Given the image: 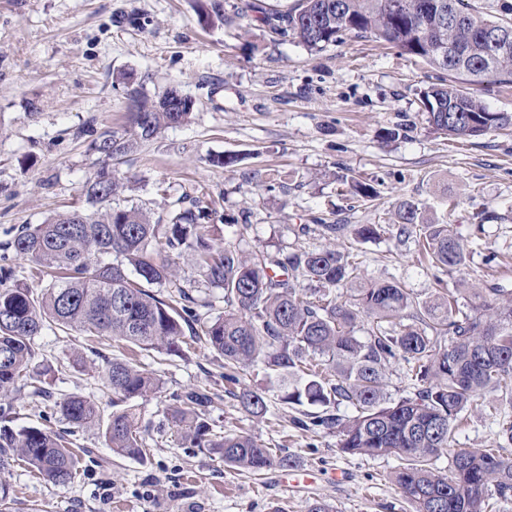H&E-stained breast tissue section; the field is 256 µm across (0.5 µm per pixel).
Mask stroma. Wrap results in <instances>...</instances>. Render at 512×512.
Wrapping results in <instances>:
<instances>
[{
	"mask_svg": "<svg viewBox=\"0 0 512 512\" xmlns=\"http://www.w3.org/2000/svg\"><path fill=\"white\" fill-rule=\"evenodd\" d=\"M241 0H224L230 20L209 27L197 0H0V252L22 227L84 210L83 184L101 165L91 133L123 124L127 100L119 73L133 74L150 96L178 86L195 107L123 157L129 181L123 206L165 217L178 200L205 189L216 201L218 235L244 254L327 244L315 224H378V238L359 243L361 274L401 281L424 300L434 294L431 269L414 239L397 235L396 210L410 199L448 219L469 239L464 267L445 273L449 290L502 289L512 295V126L469 139L435 133L418 92L443 73L402 57L389 45L345 37L314 53L292 40L235 18ZM212 154L237 156L216 167ZM285 174L268 189L263 175ZM374 187L376 200L354 199L345 178ZM313 231L302 234V225ZM203 316L224 310V292L205 287L189 258L178 261ZM128 350L79 333L44 329L33 369L51 367L54 394L98 400L104 358ZM141 368L163 381L137 400L151 446L147 461L116 456L98 429H77L73 447L87 449L74 482L53 486L22 465L0 475L23 506L37 512H306L313 501L332 512H413L391 481L396 457L348 455L336 434L297 425L304 409L283 404L263 367L224 379V360L201 344L178 352L137 351ZM199 389L212 398L205 413L215 431L245 432L295 459L294 468L260 475L229 467L182 444L167 418L176 396ZM243 388L267 389L269 411L255 418L240 406ZM13 428H61L59 413L29 389L14 394ZM512 421V396L479 399L455 430L458 448L501 444L498 421ZM504 445V444H501ZM512 457V443L504 445Z\"/></svg>",
	"mask_w": 512,
	"mask_h": 512,
	"instance_id": "obj_1",
	"label": "stroma"
}]
</instances>
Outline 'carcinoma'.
<instances>
[{"label": "carcinoma", "instance_id": "1", "mask_svg": "<svg viewBox=\"0 0 512 512\" xmlns=\"http://www.w3.org/2000/svg\"><path fill=\"white\" fill-rule=\"evenodd\" d=\"M199 9L207 24L227 21L223 0L201 2ZM235 16L311 52L352 33L445 72L448 79L420 91V103L428 123L446 137H479L512 125V113L492 112L467 91L512 84V21L491 20L468 0H298L286 11L241 0ZM491 30L508 34V52L490 43ZM126 96L125 126L91 142L107 163L84 184L86 210L27 225L7 244L50 281L38 295L25 282L0 288V397L30 384L33 395L53 401L70 428L97 427L113 453L144 461L150 448L131 402L157 392L161 378L127 359L104 358L103 384L115 407L104 424L94 400L80 393L56 400L31 374L33 342L57 325L172 352L187 328L191 340L222 356L228 369L263 365L282 402L323 408L297 424L336 434L340 452L399 459L392 481L415 512H494L512 504V459L498 448L452 447L457 418L478 397L512 388V298H502L498 288L476 291V314L470 316L460 312L457 297L438 276L440 288L420 301L398 281H362V261L351 244L245 255L215 242L211 225L203 223L217 214L206 192L164 221L153 220L143 207L113 205L124 182L110 161L184 124L194 106L189 98L173 107L167 94L154 98L139 87ZM398 233L415 236L423 259L440 274L465 264L467 240L420 202H401ZM183 256L194 262L206 287L224 290V312L209 318L195 313V298L176 270ZM301 280L318 288L309 293ZM153 284L172 289L171 301L145 289ZM363 320L367 328L360 337L356 328ZM394 362L405 364L413 388L397 400L384 384ZM209 400L191 389L167 409L183 444L252 472L294 464L292 456L262 447L249 434L213 432L201 411ZM238 400L253 417L268 412L263 391L245 389ZM341 405L352 413L330 412ZM66 435L0 425V473L21 462L47 483L73 482L86 450L68 447ZM445 454L451 464L443 474L436 461ZM0 512H22L1 482Z\"/></svg>", "mask_w": 512, "mask_h": 512}]
</instances>
